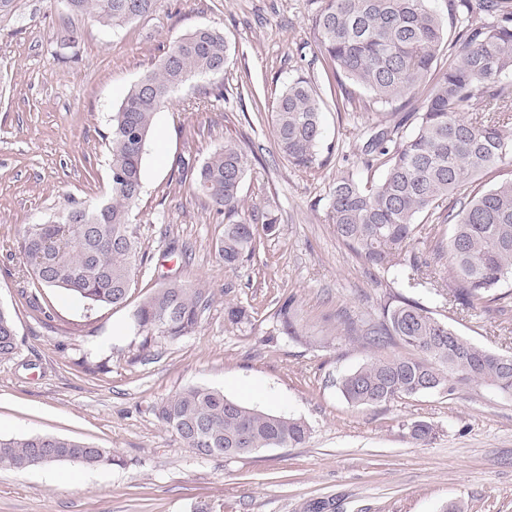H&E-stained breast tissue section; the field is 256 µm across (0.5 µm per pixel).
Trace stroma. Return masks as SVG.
<instances>
[{
	"instance_id": "stroma-1",
	"label": "stroma",
	"mask_w": 512,
	"mask_h": 512,
	"mask_svg": "<svg viewBox=\"0 0 512 512\" xmlns=\"http://www.w3.org/2000/svg\"><path fill=\"white\" fill-rule=\"evenodd\" d=\"M315 9L314 0H158L114 32L79 20L70 48L60 45L63 0H14L0 14V307L11 312L18 342L14 357L0 360V436L63 437L118 458L104 468L0 469V512H317L321 502L325 512H442L451 502L466 512H512V398L471 383L449 396L357 408L336 388L341 372L404 354L401 344L378 350L353 336L387 301L416 300L469 341L510 356L512 298L499 311L464 308L451 300L447 263L384 273L337 238L328 209L337 172L378 182L383 167H366L358 150L366 131L396 124L411 134L423 98L381 109L356 87L363 109L339 110ZM197 27L223 33L228 62L219 76L187 82L157 116L135 210L147 262L127 302L90 310L34 284L18 248L25 225L105 197L111 113ZM299 75L323 101V138L307 170L281 156L271 125V99ZM217 85L220 100L210 95ZM258 91L267 97L260 107ZM228 139L248 155L241 216L259 243L234 270L217 252L223 215L175 166L180 156L202 161ZM167 274L214 300L190 335L147 339L131 316ZM288 298L298 337L284 334L277 316ZM230 303L247 310V322L226 320ZM190 386L302 419L310 436L296 448L198 457L153 411ZM417 420L434 428L428 444L407 433Z\"/></svg>"
}]
</instances>
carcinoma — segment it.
Here are the masks:
<instances>
[{
    "mask_svg": "<svg viewBox=\"0 0 512 512\" xmlns=\"http://www.w3.org/2000/svg\"><path fill=\"white\" fill-rule=\"evenodd\" d=\"M156 3L68 0L67 11L114 31L149 14ZM313 22L325 57L351 84L370 92L374 104L385 108L427 88L411 134L378 124L365 137V164L386 168L380 182L367 186L349 171L336 175L329 193L336 236L387 273L416 267L427 254L447 258L454 273L450 294L469 308L505 298L498 290L512 282V177L487 190L469 184L489 168L512 166V0H448L444 18L428 0H319ZM444 48L448 64L435 75ZM226 62L224 34L198 27L177 38L129 87L110 118L111 197L94 206L72 205L24 228L19 250L31 260L39 285L90 309L127 301L135 272L145 264L132 210L143 190L156 116L190 78L221 75ZM321 109L304 76L290 81L272 108L279 152L300 169L314 164L323 135ZM247 170V153L232 140L195 170V191L228 219L217 245L226 268L238 267L256 247L253 225L236 219ZM449 197L448 212L438 211L439 201ZM429 219L448 225V241L421 240ZM211 302L209 291L169 280L143 298L134 322L148 336L175 341L198 327ZM362 337L377 348L398 340L413 354L378 357L343 374L339 389L353 406L377 407L428 392L451 395L470 382L512 396V356L464 339L417 302L384 305ZM16 349L14 321L0 308V360L13 358ZM155 415L200 457L298 447L310 434L300 418L250 408L201 386L161 401ZM407 430L419 445L433 435L420 420ZM53 462L95 468L114 464L115 456L108 448L55 436L0 437V469Z\"/></svg>",
    "mask_w": 512,
    "mask_h": 512,
    "instance_id": "carcinoma-1",
    "label": "carcinoma"
}]
</instances>
